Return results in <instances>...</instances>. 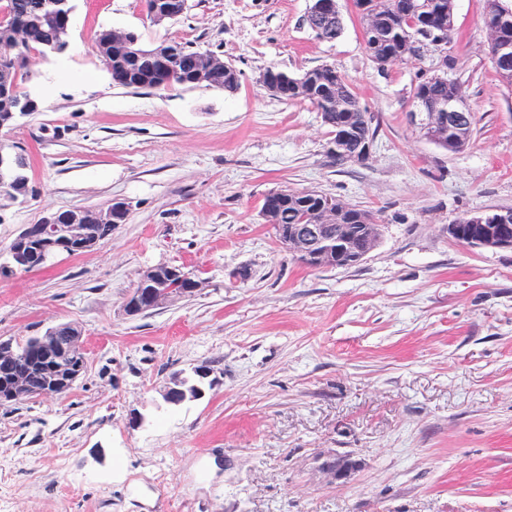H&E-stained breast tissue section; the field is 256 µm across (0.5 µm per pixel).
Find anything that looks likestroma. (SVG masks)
<instances>
[{
  "label": "stroma",
  "mask_w": 512,
  "mask_h": 512,
  "mask_svg": "<svg viewBox=\"0 0 512 512\" xmlns=\"http://www.w3.org/2000/svg\"><path fill=\"white\" fill-rule=\"evenodd\" d=\"M75 5L65 53L28 66L38 112L0 135L26 147L38 190L0 207V246L50 212L121 198L130 213L89 253L0 275V338L70 322L86 354L70 392L0 405V512H512V250L448 235L512 208V87L488 55L485 0H456L450 75L475 117L457 153L410 121L437 58L378 70L354 0H338L332 42L308 27L310 0H188L163 25L144 0ZM103 28L216 53L241 87L115 86L93 49ZM323 64L374 117L365 162L331 158L320 112L259 85ZM281 187L372 211L378 246L352 267L305 266L261 215ZM158 265L205 286L125 316ZM201 364L213 387L161 413L158 388ZM334 459L346 476L325 470Z\"/></svg>",
  "instance_id": "1"
}]
</instances>
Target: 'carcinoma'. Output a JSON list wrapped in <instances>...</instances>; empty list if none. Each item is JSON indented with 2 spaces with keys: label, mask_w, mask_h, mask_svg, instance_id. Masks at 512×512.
<instances>
[{
  "label": "carcinoma",
  "mask_w": 512,
  "mask_h": 512,
  "mask_svg": "<svg viewBox=\"0 0 512 512\" xmlns=\"http://www.w3.org/2000/svg\"><path fill=\"white\" fill-rule=\"evenodd\" d=\"M44 0H4L0 5V38L10 36L9 24L19 21L23 26L28 50L42 55L57 53V46L70 34L71 23L52 20L42 6ZM371 19L363 21L365 49L370 60L383 70L385 67L420 59L427 52L430 29L442 24L446 29L445 38L451 40L454 24L455 0H365ZM486 24L499 33V42L512 46V0H487ZM306 23L316 37L333 41L343 32L341 15L309 11ZM97 55L111 74L112 81L125 88L171 91L192 86L190 76L199 65L200 52L183 42L162 40L147 45L137 42L136 52L125 56L112 55V30H100L94 39ZM27 77L24 65L20 64L4 73L0 71V85L8 84L16 88L15 104L27 109V114L38 111V103L22 88ZM242 73L231 65L207 83L210 88L224 91L228 95L236 93L241 85ZM262 87L270 95L288 103L295 100L310 102L326 115L336 113V119H354L345 141H340V129L331 123L332 137L328 149L330 157L338 162L345 158L336 154L333 147L343 144V151L352 153L360 148L362 140L373 137V116L361 105L349 78L335 67L323 64L302 73L268 69L260 79ZM463 93L462 85L454 79L443 78L430 81L427 76L419 80L414 97L422 98L432 108L448 104V99ZM473 136V116L461 124V128L448 130V140L439 146L448 152L456 151L460 140L467 142ZM29 162L21 158L12 171H0V201H12L15 195H34L31 187L18 185L17 179L28 177ZM325 195L315 190H290L270 212L264 213L266 223L274 229H284L291 224L313 223L315 206ZM340 210L336 218L338 224H364L371 212L345 210L342 201L332 198ZM18 359L16 369L25 376L29 392L36 394L46 388L49 373L38 362L36 342L30 337L13 343Z\"/></svg>",
  "instance_id": "obj_1"
}]
</instances>
